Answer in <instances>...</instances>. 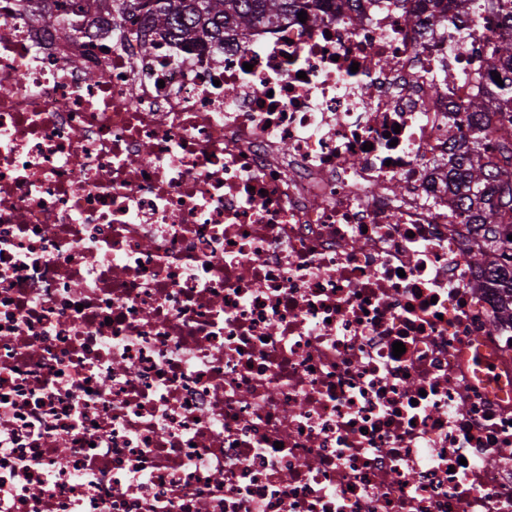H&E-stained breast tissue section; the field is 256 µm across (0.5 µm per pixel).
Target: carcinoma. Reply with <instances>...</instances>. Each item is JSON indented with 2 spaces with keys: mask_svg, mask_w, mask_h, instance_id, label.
Wrapping results in <instances>:
<instances>
[{
  "mask_svg": "<svg viewBox=\"0 0 512 512\" xmlns=\"http://www.w3.org/2000/svg\"><path fill=\"white\" fill-rule=\"evenodd\" d=\"M118 11L141 15L153 31L187 44L224 41V29L247 31L258 24L281 23L301 11L311 27L323 21L322 0H75L76 12L92 24ZM480 14L497 15V31L482 65L501 76L483 94L466 100L463 110L475 121L462 127L448 125V212L465 214L487 233L484 248L469 255L479 267L494 264L492 255L512 262V240L497 237V226L512 225V140L490 142L494 122H512V0H458ZM499 289L500 319L512 323V269L496 268L476 287Z\"/></svg>",
  "mask_w": 512,
  "mask_h": 512,
  "instance_id": "obj_1",
  "label": "carcinoma"
}]
</instances>
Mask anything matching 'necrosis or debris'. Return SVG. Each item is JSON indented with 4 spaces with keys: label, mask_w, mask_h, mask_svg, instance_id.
Masks as SVG:
<instances>
[{
    "label": "necrosis or debris",
    "mask_w": 512,
    "mask_h": 512,
    "mask_svg": "<svg viewBox=\"0 0 512 512\" xmlns=\"http://www.w3.org/2000/svg\"><path fill=\"white\" fill-rule=\"evenodd\" d=\"M427 14L145 54L0 0V512H512V324L448 213L493 76Z\"/></svg>",
    "instance_id": "necrosis-or-debris-1"
}]
</instances>
